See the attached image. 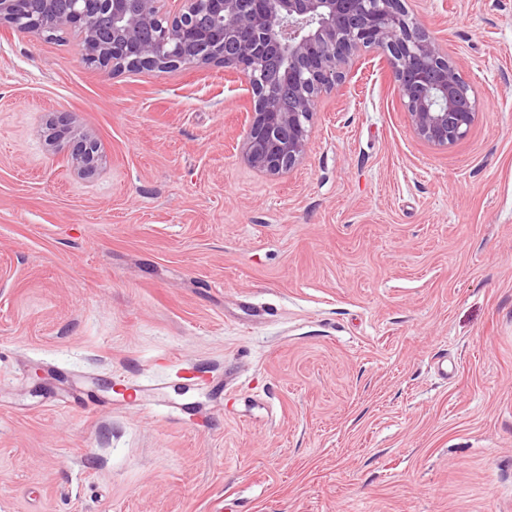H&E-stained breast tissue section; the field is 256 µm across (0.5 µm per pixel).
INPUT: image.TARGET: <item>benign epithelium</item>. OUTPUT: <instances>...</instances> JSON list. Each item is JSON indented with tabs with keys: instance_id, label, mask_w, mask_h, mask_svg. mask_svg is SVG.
I'll use <instances>...</instances> for the list:
<instances>
[{
	"instance_id": "obj_1",
	"label": "benign epithelium",
	"mask_w": 512,
	"mask_h": 512,
	"mask_svg": "<svg viewBox=\"0 0 512 512\" xmlns=\"http://www.w3.org/2000/svg\"><path fill=\"white\" fill-rule=\"evenodd\" d=\"M51 15L79 25L85 56L113 69L166 72L218 66L251 92L244 161L270 176L293 170L310 150L322 93L341 88L354 60L375 49L386 60L418 139L448 147L464 139L477 101L469 85L404 0H0V22L38 31ZM74 172H96L99 144L87 133L50 137Z\"/></svg>"
}]
</instances>
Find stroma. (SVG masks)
Instances as JSON below:
<instances>
[{
	"instance_id": "stroma-1",
	"label": "stroma",
	"mask_w": 512,
	"mask_h": 512,
	"mask_svg": "<svg viewBox=\"0 0 512 512\" xmlns=\"http://www.w3.org/2000/svg\"><path fill=\"white\" fill-rule=\"evenodd\" d=\"M406 7L469 134L419 141L366 52L279 177L240 76L0 23V512H512V0ZM55 123H50V128L60 135L63 134V138L59 136L53 138L48 137L49 145L52 150L56 153L64 152L71 163V167L74 172L80 176H89L96 172L99 160V144L91 135L87 133H73L67 139H65L66 131L69 129L68 119L65 113H59Z\"/></svg>"
}]
</instances>
